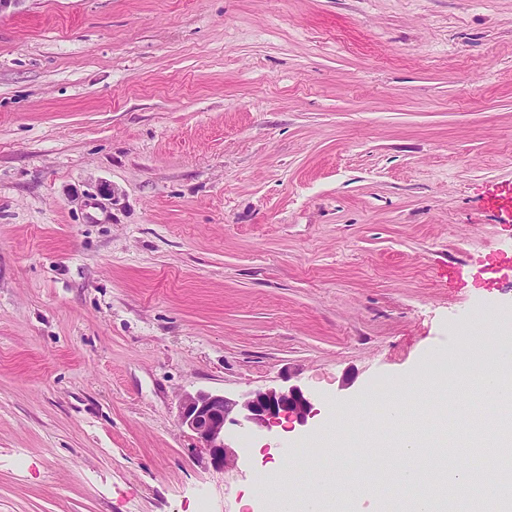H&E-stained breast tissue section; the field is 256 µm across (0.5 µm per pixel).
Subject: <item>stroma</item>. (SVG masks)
<instances>
[{"label":"stroma","instance_id":"obj_1","mask_svg":"<svg viewBox=\"0 0 512 512\" xmlns=\"http://www.w3.org/2000/svg\"><path fill=\"white\" fill-rule=\"evenodd\" d=\"M512 0L0 12V512H271L378 384L512 334ZM309 393L227 426L185 394ZM314 403L296 385L246 393L238 397L209 391L186 394L180 424L191 431L209 451L211 460L224 467L235 455L224 442L227 425L269 430L281 418L305 424L315 415Z\"/></svg>","mask_w":512,"mask_h":512}]
</instances>
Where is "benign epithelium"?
<instances>
[{"instance_id": "obj_1", "label": "benign epithelium", "mask_w": 512, "mask_h": 512, "mask_svg": "<svg viewBox=\"0 0 512 512\" xmlns=\"http://www.w3.org/2000/svg\"><path fill=\"white\" fill-rule=\"evenodd\" d=\"M314 415V403L296 385L254 391L238 397L201 390L184 396L180 424L209 451L213 463L223 467L235 459L233 451L224 442L226 426H247L261 431L270 429L282 418L304 424Z\"/></svg>"}]
</instances>
